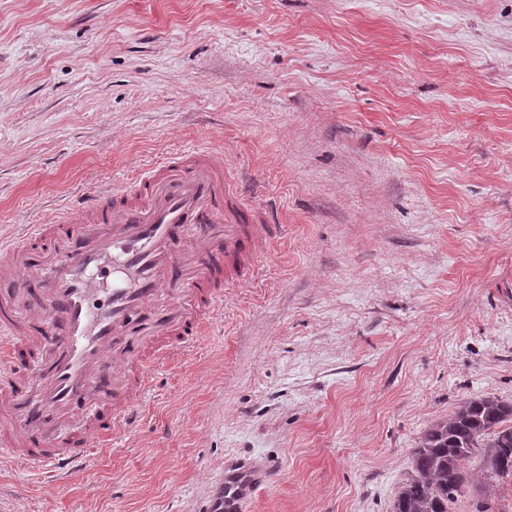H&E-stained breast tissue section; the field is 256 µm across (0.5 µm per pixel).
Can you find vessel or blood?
Returning <instances> with one entry per match:
<instances>
[{
	"instance_id": "b4317fda",
	"label": "vessel or blood",
	"mask_w": 512,
	"mask_h": 512,
	"mask_svg": "<svg viewBox=\"0 0 512 512\" xmlns=\"http://www.w3.org/2000/svg\"><path fill=\"white\" fill-rule=\"evenodd\" d=\"M239 195L223 153L190 151L0 243V457L63 469L125 432L281 236ZM268 472L226 461L207 512H248Z\"/></svg>"
}]
</instances>
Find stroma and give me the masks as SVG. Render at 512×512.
Instances as JSON below:
<instances>
[{"mask_svg": "<svg viewBox=\"0 0 512 512\" xmlns=\"http://www.w3.org/2000/svg\"><path fill=\"white\" fill-rule=\"evenodd\" d=\"M209 147L282 238L82 470L0 512H391L465 400H512V0H0V237ZM269 469L246 459L224 463V483L214 494L207 512H248L256 487L267 481Z\"/></svg>", "mask_w": 512, "mask_h": 512, "instance_id": "obj_1", "label": "stroma"}]
</instances>
